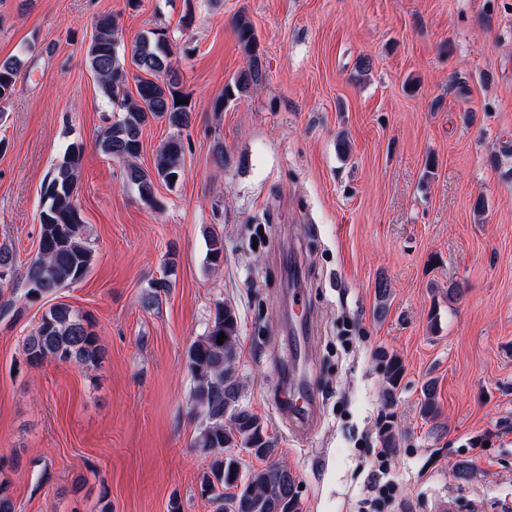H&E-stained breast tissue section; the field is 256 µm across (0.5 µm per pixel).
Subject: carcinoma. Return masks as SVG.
<instances>
[{"label": "carcinoma", "mask_w": 512, "mask_h": 512, "mask_svg": "<svg viewBox=\"0 0 512 512\" xmlns=\"http://www.w3.org/2000/svg\"><path fill=\"white\" fill-rule=\"evenodd\" d=\"M235 32L246 65L224 86L226 101L241 98L267 77L250 20L239 16ZM118 33L116 18H99L85 52L103 97L118 110L115 120L100 132L97 145L103 155L122 163L125 183L137 190L143 203L152 205L156 184L173 188L184 176L183 132L190 122L191 106L186 104L189 95L182 90V74L175 65L166 31L152 30L142 35L128 56L119 52ZM21 66L17 56L0 59V100L13 94ZM132 80L136 82L134 95L129 92ZM151 123L164 124L169 134L155 150L153 168L147 170L136 159L143 129ZM81 158L82 147L72 143L50 173L40 213L38 251L28 261L24 274L27 302L81 282L94 264L95 249L75 201ZM207 257L215 266L224 260L223 236L209 235ZM150 288L147 303L156 305L171 285L168 279L160 278L152 281ZM221 333L226 338L219 345ZM238 343L237 313L229 305H220L208 331L187 350L192 399L204 421L192 447L211 455L208 470L200 476L201 496L221 502L223 512H299L295 476L271 461L277 450L275 438L267 432L263 418L240 403L241 386L235 377ZM22 345L26 363L33 367L75 362L94 368L100 357L91 320L64 303L50 306ZM422 393L420 411L434 420L439 415L435 384L427 382ZM235 447L250 449L266 465L242 473L238 460L224 455V449Z\"/></svg>", "instance_id": "carcinoma-1"}]
</instances>
